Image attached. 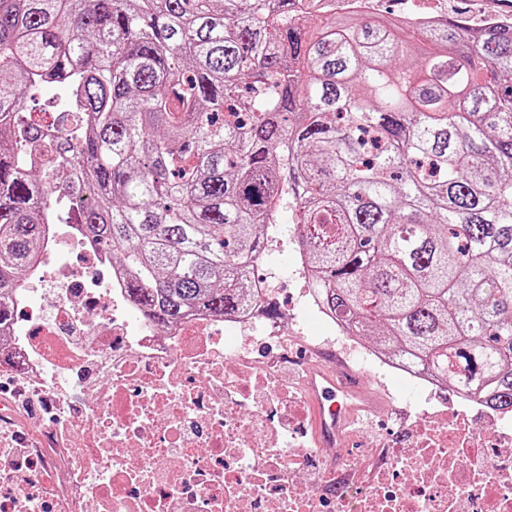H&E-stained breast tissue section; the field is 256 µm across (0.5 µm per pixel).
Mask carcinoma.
I'll return each instance as SVG.
<instances>
[{
  "label": "carcinoma",
  "mask_w": 512,
  "mask_h": 512,
  "mask_svg": "<svg viewBox=\"0 0 512 512\" xmlns=\"http://www.w3.org/2000/svg\"><path fill=\"white\" fill-rule=\"evenodd\" d=\"M318 2L0 0V320L59 210L163 324L256 305L290 210L330 311L512 410V21Z\"/></svg>",
  "instance_id": "cac0c4a2"
}]
</instances>
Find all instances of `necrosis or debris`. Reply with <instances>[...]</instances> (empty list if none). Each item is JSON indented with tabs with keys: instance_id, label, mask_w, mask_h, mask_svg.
<instances>
[{
	"instance_id": "4bbe7bcc",
	"label": "necrosis or debris",
	"mask_w": 512,
	"mask_h": 512,
	"mask_svg": "<svg viewBox=\"0 0 512 512\" xmlns=\"http://www.w3.org/2000/svg\"><path fill=\"white\" fill-rule=\"evenodd\" d=\"M73 251L71 263L49 255ZM257 305L224 319L194 314L158 327L137 311L126 279L82 225L43 227L40 260L12 298L18 316L0 330V356L18 382L0 396V448L20 447L0 465V512H322L289 446L301 398L283 394L275 364L252 366L270 322L273 285L253 275ZM304 306L323 339L365 368L415 389L443 391L421 368L378 354L316 295ZM110 356L112 369L94 364ZM445 411L423 409L405 442L369 449L356 474L344 472L340 439L320 444L325 482L340 497L331 512H512V413L453 388ZM51 412L72 403L70 441L24 414L20 402ZM484 418V430L469 412ZM297 465L292 482L280 471Z\"/></svg>"
}]
</instances>
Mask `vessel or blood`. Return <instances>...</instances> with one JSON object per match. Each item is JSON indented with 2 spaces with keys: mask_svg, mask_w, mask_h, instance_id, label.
<instances>
[{
  "mask_svg": "<svg viewBox=\"0 0 512 512\" xmlns=\"http://www.w3.org/2000/svg\"><path fill=\"white\" fill-rule=\"evenodd\" d=\"M308 383L315 425L327 438L334 437L346 420L373 404L368 392L369 379L363 374L338 375L319 363L310 369Z\"/></svg>",
  "mask_w": 512,
  "mask_h": 512,
  "instance_id": "b4317fda",
  "label": "vessel or blood"
}]
</instances>
